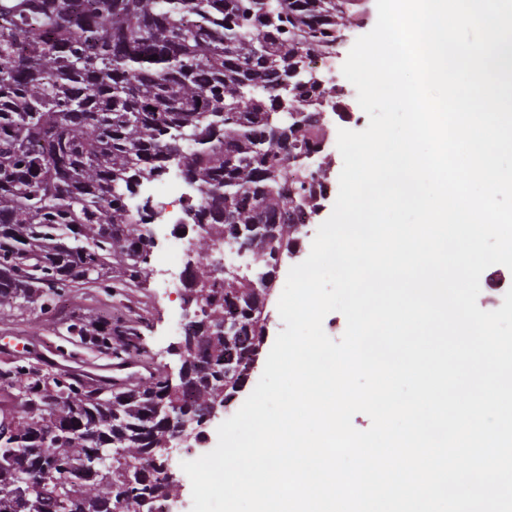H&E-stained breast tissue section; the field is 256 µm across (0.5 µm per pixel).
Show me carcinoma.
I'll list each match as a JSON object with an SVG mask.
<instances>
[{
    "mask_svg": "<svg viewBox=\"0 0 512 512\" xmlns=\"http://www.w3.org/2000/svg\"><path fill=\"white\" fill-rule=\"evenodd\" d=\"M358 0H0V297L52 303L83 282L105 293L151 273L129 196L182 152L205 225L189 291L209 323L240 324L245 370L264 334L261 308L284 216L302 194L330 130L303 89L325 90L309 59L336 47ZM299 114L287 120L284 113ZM224 240L263 263L218 285L207 257ZM73 336L107 341L74 322ZM218 335L194 356L192 399L167 380L125 391L14 360L0 367V512H155L175 487L158 448L175 432L161 412L192 417L234 391L216 381Z\"/></svg>",
    "mask_w": 512,
    "mask_h": 512,
    "instance_id": "cac0c4a2",
    "label": "carcinoma"
}]
</instances>
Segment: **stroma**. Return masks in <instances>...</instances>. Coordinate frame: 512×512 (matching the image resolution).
<instances>
[{"label": "stroma", "instance_id": "obj_1", "mask_svg": "<svg viewBox=\"0 0 512 512\" xmlns=\"http://www.w3.org/2000/svg\"><path fill=\"white\" fill-rule=\"evenodd\" d=\"M334 198H327L315 216L313 224L304 229L305 248L295 258L285 259L267 301L268 336L262 346L270 351L276 336L285 325L278 313L277 304L285 286L289 269L295 262L304 261L319 223L325 221L333 210ZM183 315L182 291L178 288L163 289L157 275H150L138 287L117 288L114 296L100 294L90 285H79L67 291L57 302L53 318H46L38 306H18L7 303L0 306V366L12 359H25L48 366L50 370L66 369L91 382H107L108 370L114 357L111 349L86 342H74L66 331L70 321L112 325L113 347L130 349L139 346L133 359L140 365L142 374L158 372L178 374L181 362L171 351L180 341V324Z\"/></svg>", "mask_w": 512, "mask_h": 512}]
</instances>
